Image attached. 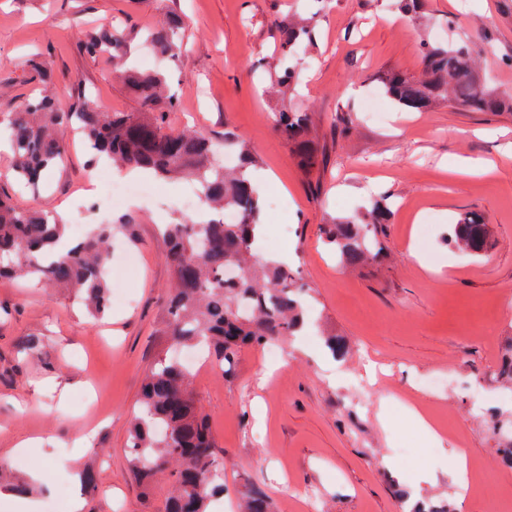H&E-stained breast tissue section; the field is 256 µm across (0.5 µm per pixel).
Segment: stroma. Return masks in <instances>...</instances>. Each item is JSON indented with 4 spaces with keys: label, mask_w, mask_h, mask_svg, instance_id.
<instances>
[{
    "label": "stroma",
    "mask_w": 512,
    "mask_h": 512,
    "mask_svg": "<svg viewBox=\"0 0 512 512\" xmlns=\"http://www.w3.org/2000/svg\"><path fill=\"white\" fill-rule=\"evenodd\" d=\"M174 13L184 26L183 52L166 69L179 99L172 120L216 140L240 136L272 175L264 229L283 232L288 271L304 285L315 321L303 351L288 340L278 357L250 346L227 371L198 361L193 396L224 486L217 512L239 506L248 483L265 490L274 512H407L423 467L436 478L421 502L502 512L512 502V469L499 464L500 449L512 445V388L497 375L512 344V112L437 105L368 113L362 104L383 73L420 74L421 42L440 37L467 42L496 87L512 89V0H421L409 15L394 0H0V120L35 95L63 112L87 104L140 111L112 60L89 57L81 45L111 29L141 57L142 32ZM298 14L315 16L317 43L288 56L276 23ZM42 62L50 78L35 71ZM287 66L312 80L280 85ZM290 106L310 116L324 155L317 174L305 175L275 129V113ZM344 120L352 132L343 138L336 129ZM462 157L489 158L496 168L460 176L453 167ZM94 174L75 142L30 193L14 181L10 150H0V192L19 207L62 218L75 240L94 224H128L134 234L112 238V287L126 301L103 321L63 290L0 279V512H16L18 482L29 484L27 498L37 504L66 483L84 512H164V483L134 480L127 439L144 373L172 343L164 316L172 276L159 227L183 214L188 186L161 181L160 199L116 207L85 195ZM378 175L382 183L369 186ZM383 196L392 203L384 260L340 266L323 225ZM470 211L490 229L480 256L448 240ZM423 218L430 245L416 258L408 244ZM429 264L448 272L431 277ZM328 331L350 344L347 358L327 353ZM370 362L386 369L375 384L364 370ZM332 364L342 373L336 382ZM393 396L438 426L446 453L431 451L391 406ZM28 438L39 439L38 448L23 447ZM459 449L468 464L491 470L492 481L460 493L445 472ZM38 462L35 479L30 467ZM77 468L93 474V488L72 482Z\"/></svg>",
    "instance_id": "stroma-1"
}]
</instances>
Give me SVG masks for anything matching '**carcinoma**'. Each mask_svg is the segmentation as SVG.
I'll use <instances>...</instances> for the list:
<instances>
[{
    "label": "carcinoma",
    "mask_w": 512,
    "mask_h": 512,
    "mask_svg": "<svg viewBox=\"0 0 512 512\" xmlns=\"http://www.w3.org/2000/svg\"><path fill=\"white\" fill-rule=\"evenodd\" d=\"M182 19L172 16L146 33V41L171 59L181 54L176 31ZM280 45L293 50L315 39L314 28L292 22L279 24ZM91 56L119 59L126 41L109 30L84 41ZM422 74L402 72L380 77L386 96L399 108L422 111L435 102L470 112H512V91L501 92L481 82L472 49L457 41L424 42ZM126 86L141 103L140 112H104L86 107L59 112L46 97L29 100L12 118L0 123L11 142L18 182L36 190L44 173L66 152V134L77 130L88 146L90 162L110 160L129 170H147L159 179L197 183L205 206L213 211L201 222L183 215L164 225L166 260L172 291L166 307L172 335L181 344H203L221 365L233 366L244 346L260 347L284 336H295L306 321L305 288L282 265L259 258L254 228L260 224L263 200L244 174L258 164L247 142L224 134L216 141L168 120L177 97L167 92L168 76L160 71L123 72ZM276 130L291 143L306 175L318 173L323 158L315 147L307 113L300 108L278 112ZM236 154L240 168L227 169L220 154ZM227 209L239 215L226 224ZM387 199L371 210L324 225L342 265L364 268L381 261L383 247L371 233L388 223ZM65 225L35 209L15 206L0 195V278L35 280L67 288L79 296L90 315L103 317L110 306L112 284L107 278L112 225L98 224L84 238L63 246ZM489 228L471 212L454 226L450 243L478 255L488 246ZM244 270L236 280L224 279L229 267ZM192 374L177 357L150 368L144 379L138 411L132 417L128 448L134 478L150 482L155 476L171 486L165 512H209L211 500L224 492L216 482L218 462L205 417L191 400ZM245 512H272L265 492L246 488Z\"/></svg>",
    "instance_id": "carcinoma-1"
}]
</instances>
